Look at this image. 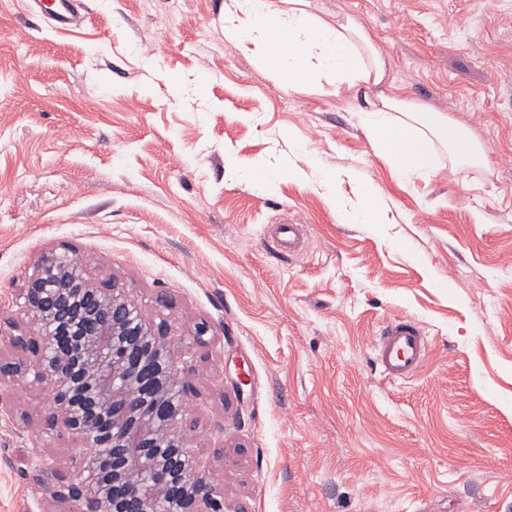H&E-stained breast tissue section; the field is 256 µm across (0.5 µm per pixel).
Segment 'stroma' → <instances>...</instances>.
<instances>
[{
  "instance_id": "stroma-1",
  "label": "stroma",
  "mask_w": 512,
  "mask_h": 512,
  "mask_svg": "<svg viewBox=\"0 0 512 512\" xmlns=\"http://www.w3.org/2000/svg\"><path fill=\"white\" fill-rule=\"evenodd\" d=\"M225 2L83 0L84 27L59 33L0 0V317L67 245L167 321L224 512H512V0H315L368 31L401 93L482 141L488 167L441 150L409 184L362 97L275 88L225 39ZM320 166L343 181L320 185ZM364 184L386 223L353 222ZM287 216L296 253L274 234ZM395 316L429 347L391 383L375 345ZM5 401L29 425L0 418V512H46L22 454L83 450L42 428L45 386Z\"/></svg>"
}]
</instances>
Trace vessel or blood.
I'll use <instances>...</instances> for the list:
<instances>
[{
  "label": "vessel or blood",
  "mask_w": 512,
  "mask_h": 512,
  "mask_svg": "<svg viewBox=\"0 0 512 512\" xmlns=\"http://www.w3.org/2000/svg\"><path fill=\"white\" fill-rule=\"evenodd\" d=\"M47 14L60 31L80 28L86 16L80 13L75 0H47ZM428 343L423 329L413 319H389L376 347V361L384 377L392 382L406 381L417 375L423 366Z\"/></svg>",
  "instance_id": "b4317fda"
}]
</instances>
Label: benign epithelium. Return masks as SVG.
Instances as JSON below:
<instances>
[{"label":"benign epithelium","instance_id":"obj_1","mask_svg":"<svg viewBox=\"0 0 512 512\" xmlns=\"http://www.w3.org/2000/svg\"><path fill=\"white\" fill-rule=\"evenodd\" d=\"M21 299L26 320L5 322L15 358L0 361V403L20 377L49 384L42 426L86 448L69 466L37 444L20 459L55 512H224L188 434L194 389L166 323L90 277L69 247L40 258Z\"/></svg>","mask_w":512,"mask_h":512}]
</instances>
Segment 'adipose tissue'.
<instances>
[{
  "mask_svg": "<svg viewBox=\"0 0 512 512\" xmlns=\"http://www.w3.org/2000/svg\"><path fill=\"white\" fill-rule=\"evenodd\" d=\"M224 34L259 47V61L278 85L300 93L334 88L363 90L361 124L389 155L401 179L430 176L436 167L433 139L444 136L453 163L482 167L480 142L446 114L429 112L395 93L371 35L349 18L328 21L311 0H229Z\"/></svg>",
  "mask_w": 512,
  "mask_h": 512,
  "instance_id": "1",
  "label": "adipose tissue"
}]
</instances>
